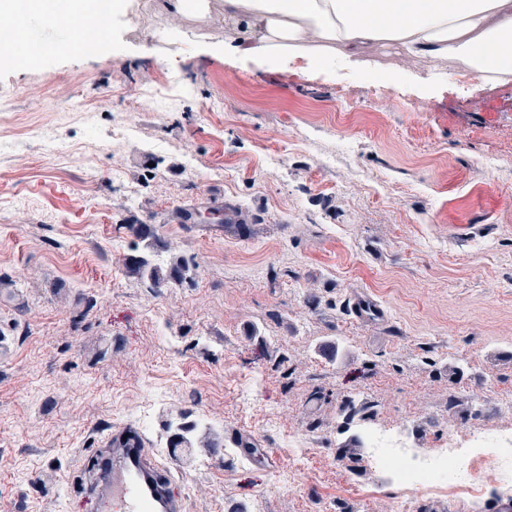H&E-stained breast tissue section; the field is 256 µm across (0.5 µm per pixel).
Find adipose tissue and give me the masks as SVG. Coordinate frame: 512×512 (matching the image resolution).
Listing matches in <instances>:
<instances>
[{
  "instance_id": "obj_1",
  "label": "adipose tissue",
  "mask_w": 512,
  "mask_h": 512,
  "mask_svg": "<svg viewBox=\"0 0 512 512\" xmlns=\"http://www.w3.org/2000/svg\"><path fill=\"white\" fill-rule=\"evenodd\" d=\"M127 0H0V17L52 19L69 27ZM173 13L217 10L245 22L248 49L306 55L326 63L360 58L364 47L392 43L409 55L448 60L489 84L512 81V0H170Z\"/></svg>"
}]
</instances>
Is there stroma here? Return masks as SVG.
Masks as SVG:
<instances>
[{"label": "stroma", "mask_w": 512, "mask_h": 512, "mask_svg": "<svg viewBox=\"0 0 512 512\" xmlns=\"http://www.w3.org/2000/svg\"><path fill=\"white\" fill-rule=\"evenodd\" d=\"M168 2L129 0L81 54L0 66V274L18 284L0 292V512H95L70 476L89 423L164 458L178 412L224 431L172 485L188 512H448L383 484L344 417L370 404L429 450L512 426V83L250 54L223 14ZM217 203L248 236L172 218ZM132 219L192 281L128 277Z\"/></svg>", "instance_id": "obj_1"}]
</instances>
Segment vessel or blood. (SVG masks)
<instances>
[{"label":"vessel or blood","mask_w":512,"mask_h":512,"mask_svg":"<svg viewBox=\"0 0 512 512\" xmlns=\"http://www.w3.org/2000/svg\"><path fill=\"white\" fill-rule=\"evenodd\" d=\"M74 478L81 494L104 507L116 501L123 512H187L185 499L170 491V466L156 458L146 436L131 426L111 429Z\"/></svg>","instance_id":"vessel-or-blood-1"}]
</instances>
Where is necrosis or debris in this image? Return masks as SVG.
Listing matches in <instances>:
<instances>
[{
	"label": "necrosis or debris",
	"instance_id": "4bbe7bcc",
	"mask_svg": "<svg viewBox=\"0 0 512 512\" xmlns=\"http://www.w3.org/2000/svg\"><path fill=\"white\" fill-rule=\"evenodd\" d=\"M368 463L393 485L447 492L449 503L479 500L486 492L512 499V428L449 435L448 445L423 450L402 427L368 425Z\"/></svg>",
	"mask_w": 512,
	"mask_h": 512
}]
</instances>
